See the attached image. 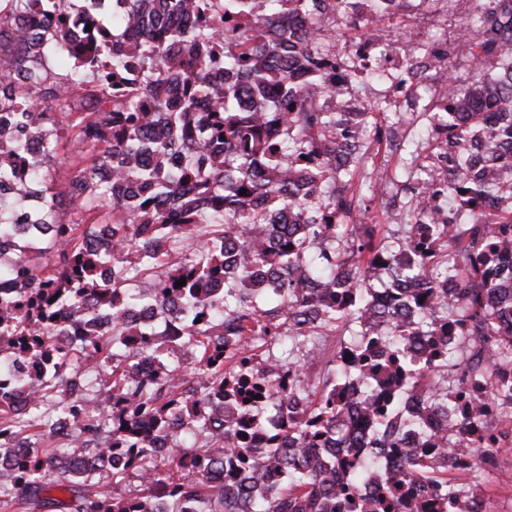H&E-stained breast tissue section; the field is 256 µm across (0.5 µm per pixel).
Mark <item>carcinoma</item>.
Listing matches in <instances>:
<instances>
[{
	"label": "carcinoma",
	"instance_id": "1",
	"mask_svg": "<svg viewBox=\"0 0 512 512\" xmlns=\"http://www.w3.org/2000/svg\"><path fill=\"white\" fill-rule=\"evenodd\" d=\"M121 2L0 0V349L13 373L0 385V512H326L318 501L338 494L356 512H391L403 504L393 479L366 500L351 462L349 482L332 486L339 367L314 377L311 349L278 364L258 350L388 322L389 364L366 349L357 364L407 374L424 406L409 420L368 405L383 448L447 410L435 358L458 298L484 345L474 365L512 364V350L494 352L512 313V0H481L454 57L431 63L424 50L408 63L413 79L441 72L421 112L440 137L418 162L421 188L387 202L407 228L392 247L360 222L356 172L396 133L377 112L345 109L327 68L336 21L351 41L375 39L348 0ZM366 2L370 18L392 15L395 0ZM285 14L306 25L267 36ZM64 139L78 145L68 220L46 180ZM384 269L394 288L421 281L425 300L377 303L367 282ZM138 276L150 293L126 288ZM450 278L459 291L439 287ZM143 303L173 335L138 321ZM178 352L198 354L193 372ZM95 372L109 377L94 384ZM495 396H475L469 422ZM172 426L201 446L154 455ZM53 436L68 447H43Z\"/></svg>",
	"mask_w": 512,
	"mask_h": 512
}]
</instances>
